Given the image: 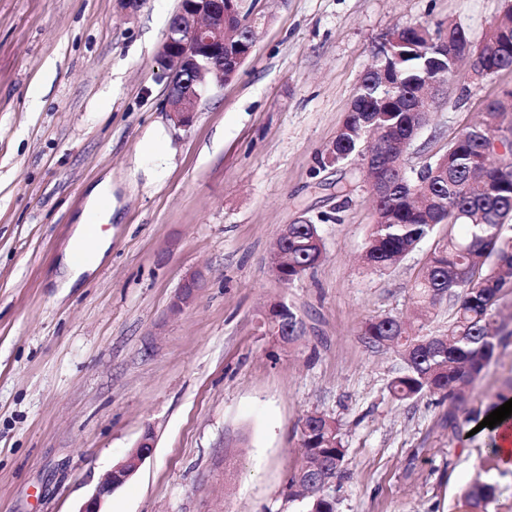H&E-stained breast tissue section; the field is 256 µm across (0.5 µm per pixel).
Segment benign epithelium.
Returning a JSON list of instances; mask_svg holds the SVG:
<instances>
[{
	"instance_id": "7a95c632",
	"label": "benign epithelium",
	"mask_w": 512,
	"mask_h": 512,
	"mask_svg": "<svg viewBox=\"0 0 512 512\" xmlns=\"http://www.w3.org/2000/svg\"><path fill=\"white\" fill-rule=\"evenodd\" d=\"M232 3L234 6L226 10L224 0H180L176 13L178 24L173 26V32L166 34L161 51L170 75L165 107L178 126H186L193 119L201 99L199 76L204 70L221 75L225 66L237 69L246 61L244 54L224 58V27L256 24L255 12H247V0H232ZM199 288V277L185 279L171 304V313L179 314L190 306ZM152 448L153 436L148 431L136 448L99 483L80 512H101V503L137 472Z\"/></svg>"
}]
</instances>
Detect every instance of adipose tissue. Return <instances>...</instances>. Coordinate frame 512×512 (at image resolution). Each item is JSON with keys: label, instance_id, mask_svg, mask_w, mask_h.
I'll use <instances>...</instances> for the list:
<instances>
[{"label": "adipose tissue", "instance_id": "obj_1", "mask_svg": "<svg viewBox=\"0 0 512 512\" xmlns=\"http://www.w3.org/2000/svg\"><path fill=\"white\" fill-rule=\"evenodd\" d=\"M112 181L104 179L89 193L62 258L60 288H71L92 274L104 260L112 241L107 225L112 220Z\"/></svg>", "mask_w": 512, "mask_h": 512}]
</instances>
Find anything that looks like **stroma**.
<instances>
[{
	"mask_svg": "<svg viewBox=\"0 0 512 512\" xmlns=\"http://www.w3.org/2000/svg\"><path fill=\"white\" fill-rule=\"evenodd\" d=\"M507 0H258L267 22L229 79H206L191 124L165 110L161 47L179 0H0V512H79L145 431L154 448L103 512H301L289 480L301 424L333 418L347 472L335 512H473L474 480L512 512L494 432L455 437L441 395L395 399V357L367 319L403 316L448 225L397 266L360 261L374 222L359 160L323 164L373 49L399 24L453 22L481 44ZM55 60L39 103L30 94ZM512 71L448 82L403 157L445 152ZM160 139L164 149L144 146ZM112 180V245L59 293L58 260L90 190ZM345 193H337V184ZM317 224L323 259L295 284L270 254L284 225ZM202 278L173 316L183 281ZM306 324L269 332L271 302ZM512 381V338L470 388L486 409Z\"/></svg>",
	"mask_w": 512,
	"mask_h": 512,
	"instance_id": "obj_1",
	"label": "stroma"
}]
</instances>
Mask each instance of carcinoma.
I'll use <instances>...</instances> for the list:
<instances>
[{"mask_svg":"<svg viewBox=\"0 0 512 512\" xmlns=\"http://www.w3.org/2000/svg\"><path fill=\"white\" fill-rule=\"evenodd\" d=\"M467 38L450 22L431 26L427 21L393 29L388 47L375 55V64L361 78L354 104L326 149L328 155L353 153L363 144L364 129L374 128L373 164L389 185L380 200L381 220L370 225L363 255L367 267L383 271L400 263L439 224L461 229L435 248L429 264L412 286L414 320L399 317L371 319L362 328L368 348L390 350L401 361L389 391L398 400L426 393L447 398L448 430L460 433V421L476 422L480 411L469 407V388L489 365L504 340L498 321L500 301L512 293V156L499 154L512 145V128H503L512 90L486 100L481 119L465 126L445 153L428 166L419 182H409L391 164L397 160L401 138L416 118L412 107L425 76L450 80L457 63L443 53L446 43ZM224 53L252 55L257 32L242 30ZM387 68L393 84L380 81ZM473 70L483 78L512 70V6L504 10L485 41L484 53ZM288 265L276 273L291 285L318 264L324 255L317 225L293 224L285 246ZM452 302L448 327L431 331L427 321L442 302ZM269 327L287 343L303 335V322L284 301L266 312ZM301 463L292 474V495L304 502L305 512H334L326 490L312 480L313 469L324 466L336 478L346 470L347 450L336 423L323 415H309L301 428ZM496 495L492 484L476 481L465 491L475 507H484Z\"/></svg>","mask_w":512,"mask_h":512,"instance_id":"carcinoma-1","label":"carcinoma"}]
</instances>
